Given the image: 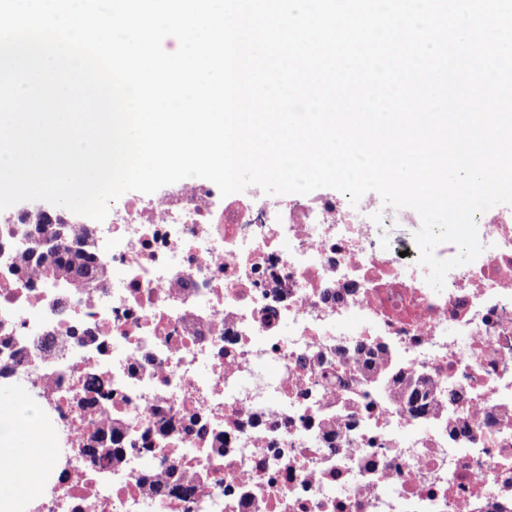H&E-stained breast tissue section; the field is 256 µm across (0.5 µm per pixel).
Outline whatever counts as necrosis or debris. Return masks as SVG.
<instances>
[{"instance_id":"1","label":"necrosis or debris","mask_w":512,"mask_h":512,"mask_svg":"<svg viewBox=\"0 0 512 512\" xmlns=\"http://www.w3.org/2000/svg\"><path fill=\"white\" fill-rule=\"evenodd\" d=\"M389 218L421 221L184 179L113 202L104 287L57 297L0 258V379L34 381L51 445L18 512H512V211L477 215L439 292ZM378 352L462 406L338 391ZM106 416L115 462L84 451Z\"/></svg>"}]
</instances>
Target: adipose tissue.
Returning a JSON list of instances; mask_svg holds the SVG:
<instances>
[{
    "instance_id": "ef3b65f1",
    "label": "adipose tissue",
    "mask_w": 512,
    "mask_h": 512,
    "mask_svg": "<svg viewBox=\"0 0 512 512\" xmlns=\"http://www.w3.org/2000/svg\"><path fill=\"white\" fill-rule=\"evenodd\" d=\"M44 432L22 404L0 405V507L9 506L21 489L35 490L46 450Z\"/></svg>"
}]
</instances>
